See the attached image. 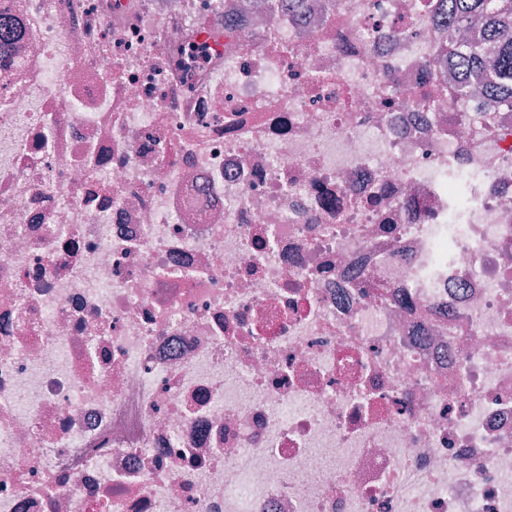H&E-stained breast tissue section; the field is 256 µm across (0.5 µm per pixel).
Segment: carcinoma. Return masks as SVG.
I'll return each instance as SVG.
<instances>
[{
    "instance_id": "carcinoma-1",
    "label": "carcinoma",
    "mask_w": 512,
    "mask_h": 512,
    "mask_svg": "<svg viewBox=\"0 0 512 512\" xmlns=\"http://www.w3.org/2000/svg\"><path fill=\"white\" fill-rule=\"evenodd\" d=\"M448 49L460 52L467 72H478L479 84L464 81L461 94L474 102L473 111L484 110V95L498 105L512 108V0H447ZM460 26L479 30L480 38L467 46L454 42Z\"/></svg>"
}]
</instances>
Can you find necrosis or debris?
Returning <instances> with one entry per match:
<instances>
[{"instance_id":"4bbe7bcc","label":"necrosis or debris","mask_w":512,"mask_h":512,"mask_svg":"<svg viewBox=\"0 0 512 512\" xmlns=\"http://www.w3.org/2000/svg\"><path fill=\"white\" fill-rule=\"evenodd\" d=\"M440 4L0 0V512H512V109Z\"/></svg>"}]
</instances>
